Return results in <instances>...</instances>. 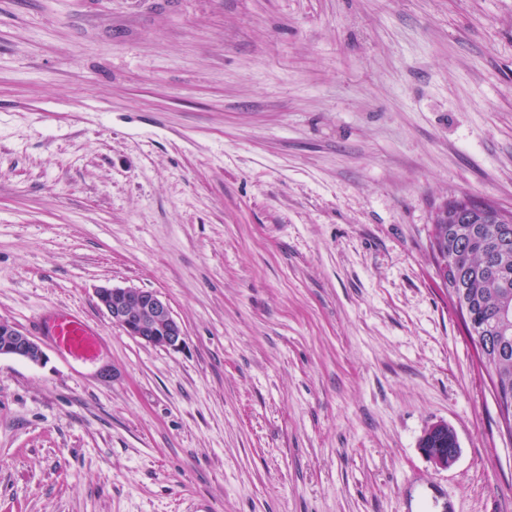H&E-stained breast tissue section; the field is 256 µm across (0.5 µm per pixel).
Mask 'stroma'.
Instances as JSON below:
<instances>
[{
	"mask_svg": "<svg viewBox=\"0 0 512 512\" xmlns=\"http://www.w3.org/2000/svg\"><path fill=\"white\" fill-rule=\"evenodd\" d=\"M464 193L512 210V0H0V320L113 373L0 357V512H512L429 248ZM100 307L129 336L151 346L177 348L184 336L167 299L154 290L137 287L97 290ZM38 333L45 336L62 358L83 364L99 360L104 336L97 325L80 312L62 307L46 310L36 321ZM448 434V446L447 441L446 445L443 447L446 448H434L435 445H430V448H419L421 453L437 468L439 469H448L451 467L457 460L460 448H457V443L454 440L453 435L450 431L443 428L442 425L435 424L431 426L422 436L423 442L422 444H431V436L434 433L438 432Z\"/></svg>",
	"mask_w": 512,
	"mask_h": 512,
	"instance_id": "stroma-1",
	"label": "stroma"
}]
</instances>
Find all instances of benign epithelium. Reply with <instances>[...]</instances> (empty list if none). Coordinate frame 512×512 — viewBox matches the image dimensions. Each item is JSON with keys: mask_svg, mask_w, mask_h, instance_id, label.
<instances>
[{"mask_svg": "<svg viewBox=\"0 0 512 512\" xmlns=\"http://www.w3.org/2000/svg\"><path fill=\"white\" fill-rule=\"evenodd\" d=\"M100 307L128 335L142 343L165 348H177L184 336L181 324L175 319L167 299L154 290L137 287L97 290ZM0 356H9L39 364L44 358L41 346L16 326L0 321ZM446 432L441 425L430 427L423 434L425 448L421 453L437 468L447 469L457 460V448H429L431 436Z\"/></svg>", "mask_w": 512, "mask_h": 512, "instance_id": "1", "label": "benign epithelium"}]
</instances>
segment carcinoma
<instances>
[{
    "label": "carcinoma",
    "instance_id": "carcinoma-1",
    "mask_svg": "<svg viewBox=\"0 0 512 512\" xmlns=\"http://www.w3.org/2000/svg\"><path fill=\"white\" fill-rule=\"evenodd\" d=\"M494 209L474 199L458 220L434 218L430 247L449 258L444 287L468 335L480 341L478 361L512 438V222L488 220Z\"/></svg>",
    "mask_w": 512,
    "mask_h": 512
}]
</instances>
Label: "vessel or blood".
<instances>
[{"label": "vessel or blood", "mask_w": 512, "mask_h": 512, "mask_svg": "<svg viewBox=\"0 0 512 512\" xmlns=\"http://www.w3.org/2000/svg\"><path fill=\"white\" fill-rule=\"evenodd\" d=\"M36 324L39 334L62 358L83 364L99 360L104 338L99 327L80 312L55 307L40 314Z\"/></svg>", "instance_id": "b4317fda"}]
</instances>
